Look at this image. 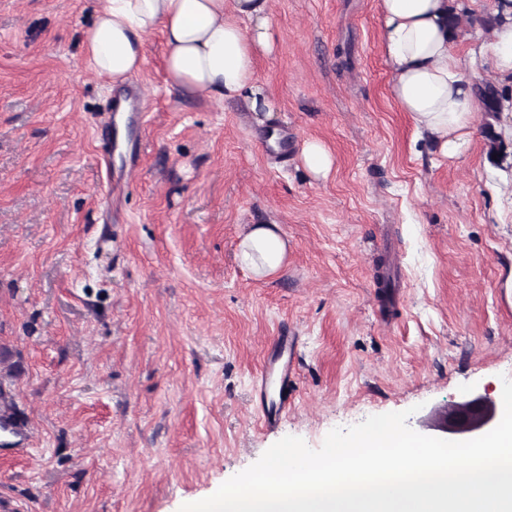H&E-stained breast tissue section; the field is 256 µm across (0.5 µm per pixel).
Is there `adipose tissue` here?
<instances>
[{"label":"adipose tissue","instance_id":"1","mask_svg":"<svg viewBox=\"0 0 512 512\" xmlns=\"http://www.w3.org/2000/svg\"><path fill=\"white\" fill-rule=\"evenodd\" d=\"M500 16L479 52L496 72L512 76V0H496ZM382 49L394 74L393 96L416 128L434 135L452 156L471 126L475 98L453 55L448 0H379ZM269 0H105L83 34L84 61L121 86L145 59L146 37L160 31L167 46L166 80L215 100L235 96L251 109L266 105L256 84L255 59L273 48ZM287 242L276 224H253L238 242L237 259L256 278L279 272Z\"/></svg>","mask_w":512,"mask_h":512}]
</instances>
